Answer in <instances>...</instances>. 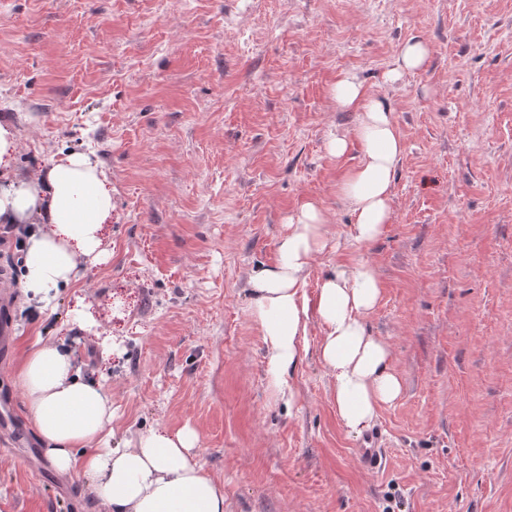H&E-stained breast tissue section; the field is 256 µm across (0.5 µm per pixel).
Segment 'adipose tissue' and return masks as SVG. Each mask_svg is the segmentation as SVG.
Wrapping results in <instances>:
<instances>
[{
	"label": "adipose tissue",
	"mask_w": 512,
	"mask_h": 512,
	"mask_svg": "<svg viewBox=\"0 0 512 512\" xmlns=\"http://www.w3.org/2000/svg\"><path fill=\"white\" fill-rule=\"evenodd\" d=\"M333 96L341 109L359 115L353 137L333 136L328 150L340 157L350 140L361 145L360 159L340 191L354 215L351 240L368 243L391 221L392 180L404 142L387 105L355 74L340 75ZM111 213L106 177L85 153L64 155L37 179L0 184V224L31 225L25 289L51 303L52 292L75 279L79 259L97 254L99 228ZM330 243L321 207L302 202L288 218L274 263L251 272L252 316L265 345L268 379L278 390L300 360L309 321L318 320L323 330L318 355L333 381L336 412L349 432L359 434L382 406L399 398L402 387L388 345L367 331L381 297L370 263L337 268L322 279L315 298L306 297L309 263ZM16 384L56 470L90 476L97 498L112 512H224V492L199 464L193 430H151L131 447L110 446L113 412L106 389L83 379L65 349L32 345Z\"/></svg>",
	"instance_id": "adipose-tissue-1"
}]
</instances>
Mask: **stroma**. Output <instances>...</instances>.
Here are the masks:
<instances>
[{"instance_id":"stroma-1","label":"stroma","mask_w":512,"mask_h":512,"mask_svg":"<svg viewBox=\"0 0 512 512\" xmlns=\"http://www.w3.org/2000/svg\"><path fill=\"white\" fill-rule=\"evenodd\" d=\"M410 40L426 62L387 82ZM344 72L405 144L391 222L363 244L337 190L361 154L331 93ZM0 117L16 176L85 152L112 186L100 256L50 310L19 298L0 393L20 426L14 371L41 342L104 383L113 447L192 429L224 512H512V0H0ZM305 200L340 242L306 295L360 259L380 281L367 330L402 394L370 427L377 469L336 413L318 322L292 399L266 374L249 276ZM0 512L110 509L88 477L6 455Z\"/></svg>"}]
</instances>
